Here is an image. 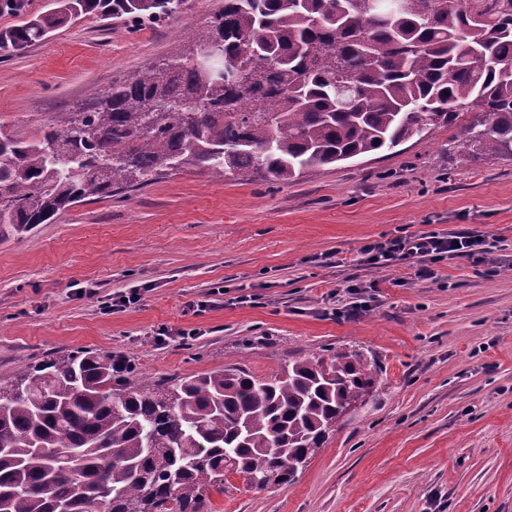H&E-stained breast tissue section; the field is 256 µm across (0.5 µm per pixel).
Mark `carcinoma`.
<instances>
[{"instance_id":"obj_1","label":"carcinoma","mask_w":512,"mask_h":512,"mask_svg":"<svg viewBox=\"0 0 512 512\" xmlns=\"http://www.w3.org/2000/svg\"><path fill=\"white\" fill-rule=\"evenodd\" d=\"M224 0L190 52L110 86L66 126L0 132V238L192 167L302 174L472 113L463 157H512V0ZM186 0H54L0 31V58L104 13L161 20ZM220 45L225 84L196 64ZM379 377L360 353L258 378L229 365L143 382L79 349L0 382V512H212L226 473L289 483Z\"/></svg>"}]
</instances>
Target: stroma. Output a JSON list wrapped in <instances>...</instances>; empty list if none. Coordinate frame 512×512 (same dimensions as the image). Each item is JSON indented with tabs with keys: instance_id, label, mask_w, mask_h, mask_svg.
I'll use <instances>...</instances> for the list:
<instances>
[{
	"instance_id": "stroma-1",
	"label": "stroma",
	"mask_w": 512,
	"mask_h": 512,
	"mask_svg": "<svg viewBox=\"0 0 512 512\" xmlns=\"http://www.w3.org/2000/svg\"><path fill=\"white\" fill-rule=\"evenodd\" d=\"M224 0L162 21L94 14L0 60V131L64 126L114 83L183 52ZM461 122L283 182L170 172L0 240V381L105 350L147 378L259 377L357 351L381 373L293 482L228 475L214 512H512V159L455 150ZM468 234L475 256L372 268L363 245ZM139 291L123 312L113 299ZM362 304L356 318L346 305ZM196 329L190 344L156 332Z\"/></svg>"
}]
</instances>
